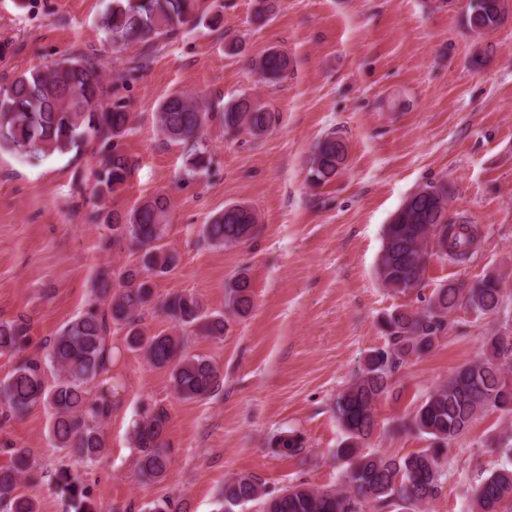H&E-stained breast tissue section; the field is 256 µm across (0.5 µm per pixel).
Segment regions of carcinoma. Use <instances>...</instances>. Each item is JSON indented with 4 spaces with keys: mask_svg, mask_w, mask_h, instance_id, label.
Listing matches in <instances>:
<instances>
[{
    "mask_svg": "<svg viewBox=\"0 0 512 512\" xmlns=\"http://www.w3.org/2000/svg\"><path fill=\"white\" fill-rule=\"evenodd\" d=\"M202 0H111L101 19L104 39L114 48L142 44L151 48L183 26L202 17ZM505 13L500 0H469L467 21L477 35L498 28ZM291 66L283 52L271 48L256 62L265 79L276 81ZM102 68L96 58L68 56L36 66L0 88V146L20 156H78L93 150L95 167L91 195L106 199L126 184L132 163L123 147L130 116L124 106L110 102ZM209 112L198 101L175 92L156 112L157 129L172 145L189 147L184 175L197 177L211 166L202 140ZM224 132L247 131L266 135L276 122L274 113L249 97L224 104ZM348 149L336 133L320 140L308 159L313 184L331 181L344 167ZM170 199L156 193L127 212L115 209L100 214L112 231V244H125L139 262L123 267L115 277L98 279L92 288L98 305L66 323L46 344L42 358H25L0 382L3 420L27 413L37 404L53 410L52 437L58 448L89 462L102 456L100 428L112 413V399L102 393L86 397L85 386L100 380L112 383V328L125 331L127 349L141 353L149 364L169 372L176 398L198 400L214 395L224 385L219 369L206 357L188 354L179 334L145 330L143 311L153 307L184 331L195 329L213 339L224 338L228 318L243 317L253 308L251 281L241 272L224 285L225 312H209L198 297L172 292L157 299L154 279L177 266L176 255L164 248L170 221ZM258 215L243 203L224 206L202 225V236L213 247L231 248L257 233ZM437 233L434 257L464 262L472 255L478 236L470 224L448 222V192L442 185H427L412 193L384 225L383 248L375 268L377 280L388 290L406 295L419 288L426 271L424 241ZM503 295L494 276L465 288L450 282L435 289L416 309H396L384 321L386 342L372 350L363 368L334 400L333 409L345 438L336 449L343 462L339 487L287 486L276 494L264 489L257 477L246 474L224 482L221 512H245L256 505L260 512H365L367 505L394 512H417L435 499L445 477L443 447L463 434L489 409L512 416V336L497 332L482 342L480 355L461 365L426 394L410 411L403 427L430 441L406 456L365 451L374 433L376 403L391 392L393 377L413 358L428 353L451 329L449 316L464 306L479 316L500 313ZM27 321H0V355L21 352L29 343ZM57 370L55 385L45 383V368ZM169 413L153 406L134 433L138 473L145 483L163 480L172 459L166 438ZM270 445L288 455L305 448L302 436L291 431L274 436ZM10 462L0 466V512H36L31 498L20 490L23 480H34L32 450L13 448ZM74 512H98L97 503L80 478L67 469L55 472ZM512 505V466L491 472L475 489L470 512H502Z\"/></svg>",
    "mask_w": 512,
    "mask_h": 512,
    "instance_id": "cac0c4a2",
    "label": "carcinoma"
}]
</instances>
